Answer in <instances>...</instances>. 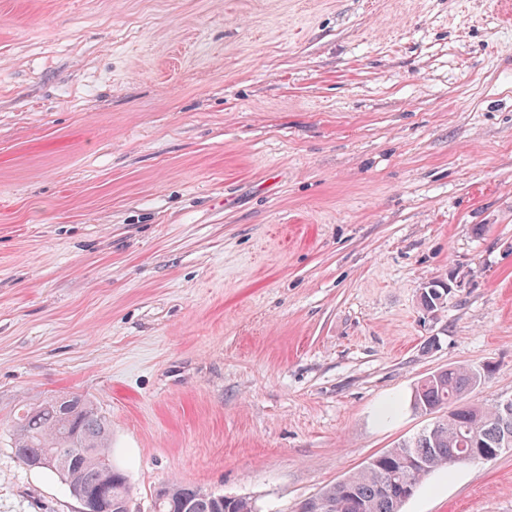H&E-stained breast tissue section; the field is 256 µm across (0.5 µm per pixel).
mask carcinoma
I'll return each instance as SVG.
<instances>
[{"instance_id":"obj_1","label":"carcinoma","mask_w":512,"mask_h":512,"mask_svg":"<svg viewBox=\"0 0 512 512\" xmlns=\"http://www.w3.org/2000/svg\"><path fill=\"white\" fill-rule=\"evenodd\" d=\"M421 294L433 314L447 293L432 281ZM490 370L447 368L414 386L411 403L440 419L416 436L372 457L359 471L299 504V512H402L405 503L435 470L472 460L481 452L512 448V405L467 401ZM12 448L30 469L54 473L83 512H126L130 486L126 473L109 459L110 428L104 416L81 395L26 405L12 419ZM62 448H86L67 468L49 466ZM257 512L246 498L224 497L201 487L173 482L156 493L154 512Z\"/></svg>"}]
</instances>
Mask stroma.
Returning <instances> with one entry per match:
<instances>
[{
  "mask_svg": "<svg viewBox=\"0 0 512 512\" xmlns=\"http://www.w3.org/2000/svg\"><path fill=\"white\" fill-rule=\"evenodd\" d=\"M457 365L512 398L507 0H0V512H81L23 400L94 403L131 512H295ZM403 512H512V448ZM187 503L193 504V512H257L255 503L249 498L224 497L179 482L158 490L153 512H185Z\"/></svg>",
  "mask_w": 512,
  "mask_h": 512,
  "instance_id": "stroma-1",
  "label": "stroma"
}]
</instances>
